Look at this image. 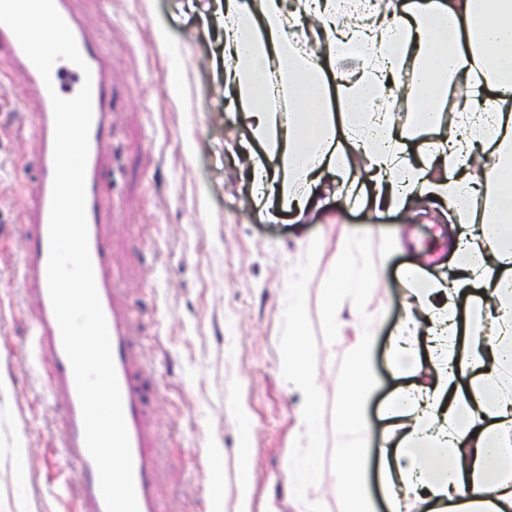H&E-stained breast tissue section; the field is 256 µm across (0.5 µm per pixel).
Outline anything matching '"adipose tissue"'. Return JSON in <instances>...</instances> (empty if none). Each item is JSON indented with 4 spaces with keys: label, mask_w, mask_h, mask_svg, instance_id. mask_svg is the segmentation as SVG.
Wrapping results in <instances>:
<instances>
[{
    "label": "adipose tissue",
    "mask_w": 512,
    "mask_h": 512,
    "mask_svg": "<svg viewBox=\"0 0 512 512\" xmlns=\"http://www.w3.org/2000/svg\"><path fill=\"white\" fill-rule=\"evenodd\" d=\"M224 86L277 164L243 158L252 200L295 221L321 205L324 176L353 202L399 209L444 202L453 269L402 273L408 312L391 338L392 369L411 374L384 407L394 448L380 470L390 512H512V0H217ZM359 59L353 78L337 65ZM417 105L391 117L402 78ZM454 98L458 124L434 152L409 160L415 125H439ZM480 222L478 234L463 225ZM354 246L325 287L330 328L354 337L342 393L337 483L349 512H371L353 463V432L373 391L377 319ZM477 292L475 322L460 294Z\"/></svg>",
    "instance_id": "adipose-tissue-1"
}]
</instances>
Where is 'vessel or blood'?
<instances>
[{
    "mask_svg": "<svg viewBox=\"0 0 512 512\" xmlns=\"http://www.w3.org/2000/svg\"><path fill=\"white\" fill-rule=\"evenodd\" d=\"M71 29L85 67L60 59L50 81H43L16 36L0 24V55L24 86L32 112L31 133L36 151L35 191L23 218L22 259L14 275L30 311L28 360L34 371H47L48 400L59 422V461L77 470L80 512H106L97 467L84 439L82 410L71 364L64 351L47 284L49 218L54 181V113L52 95L69 99L83 83L91 85L92 122L86 169V219L95 284L111 338L123 411L133 457L139 512H168L158 495L160 440L146 397L151 364L132 334L134 313L116 285L112 268L111 213L103 201V177L112 152V56L93 35L77 0H54Z\"/></svg>",
    "mask_w": 512,
    "mask_h": 512,
    "instance_id": "obj_1",
    "label": "vessel or blood"
}]
</instances>
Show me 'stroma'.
<instances>
[{"label": "stroma", "instance_id": "1", "mask_svg": "<svg viewBox=\"0 0 512 512\" xmlns=\"http://www.w3.org/2000/svg\"><path fill=\"white\" fill-rule=\"evenodd\" d=\"M96 36L114 54L112 168L104 202L114 208L112 266L123 296L143 313L133 333L159 372L150 390L162 441L159 493L170 512H296L289 478L304 443L296 414L309 409L317 438L314 512H347L336 491L337 429L352 335H332L325 285L347 239L377 282L365 310L376 316V385L356 435L375 512L379 409L398 385L388 337L405 315L404 267L449 268L443 221L428 205L357 208L330 193L305 224L270 221L250 203L239 152L253 141L245 113L224 93V31L214 0H81ZM31 107L0 60V512H78L53 491L75 470L56 464L59 428L25 359L29 312L11 280L22 255V220L35 173ZM303 302L304 361L315 390L288 379L293 291ZM27 449L17 479L15 440ZM253 465L240 471V449Z\"/></svg>", "mask_w": 512, "mask_h": 512}]
</instances>
